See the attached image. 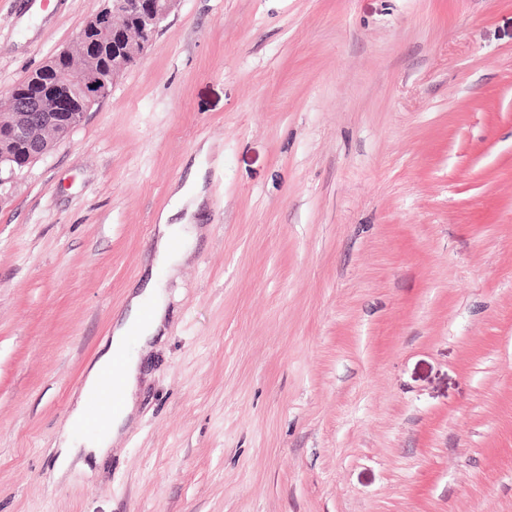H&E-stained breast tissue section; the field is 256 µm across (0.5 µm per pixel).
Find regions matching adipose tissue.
<instances>
[{
  "mask_svg": "<svg viewBox=\"0 0 512 512\" xmlns=\"http://www.w3.org/2000/svg\"><path fill=\"white\" fill-rule=\"evenodd\" d=\"M203 176V168H194L185 183L172 187L171 204L158 216L155 267L175 272L192 250L197 230L190 215L204 200ZM167 312L168 297L159 287L157 277H150L145 288L131 296L127 316L112 328L108 350L87 373L71 416V425L61 436L59 473H66L74 465L83 466L89 456L104 454L119 437L134 410V394L141 374V364L131 344L136 341L143 345L156 339L163 330ZM117 360L122 363V377L118 404L110 415L111 426L107 431L88 435L85 426L89 417L88 404L100 390L105 372Z\"/></svg>",
  "mask_w": 512,
  "mask_h": 512,
  "instance_id": "adipose-tissue-1",
  "label": "adipose tissue"
}]
</instances>
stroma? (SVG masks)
<instances>
[{"instance_id":"35a3bbf8","label":"stroma","mask_w":512,"mask_h":512,"mask_svg":"<svg viewBox=\"0 0 512 512\" xmlns=\"http://www.w3.org/2000/svg\"><path fill=\"white\" fill-rule=\"evenodd\" d=\"M103 3L0 0V94ZM196 164L134 412L56 477ZM0 512H512V0H177L0 185Z\"/></svg>"}]
</instances>
